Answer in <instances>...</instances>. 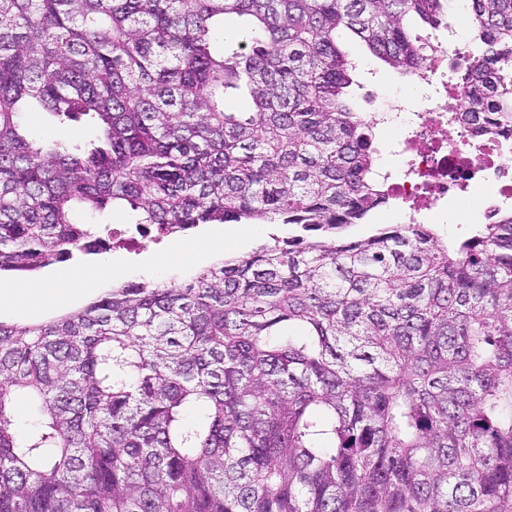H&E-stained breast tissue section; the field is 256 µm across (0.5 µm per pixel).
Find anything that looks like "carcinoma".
I'll use <instances>...</instances> for the list:
<instances>
[{
  "label": "carcinoma",
  "mask_w": 512,
  "mask_h": 512,
  "mask_svg": "<svg viewBox=\"0 0 512 512\" xmlns=\"http://www.w3.org/2000/svg\"><path fill=\"white\" fill-rule=\"evenodd\" d=\"M449 2L0 0V274L96 250L80 212L298 230L0 321V512H512V212L352 233L390 197L336 36L411 76ZM468 2L462 120L512 131V0ZM22 126L32 139H40L47 130H51L58 137L75 142H87L95 136L94 128L86 122H70L62 126L46 112H27L23 114Z\"/></svg>",
  "instance_id": "cac0c4a2"
}]
</instances>
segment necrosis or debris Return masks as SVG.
<instances>
[{
	"mask_svg": "<svg viewBox=\"0 0 512 512\" xmlns=\"http://www.w3.org/2000/svg\"><path fill=\"white\" fill-rule=\"evenodd\" d=\"M422 41L426 61L413 77L421 101L395 97L365 115L379 128L399 121L409 129L399 143L401 166L377 165L375 178L385 185L408 224L476 182L492 183L485 213L497 214L512 206V134H477L456 120L465 101L468 57L456 29L424 33Z\"/></svg>",
	"mask_w": 512,
	"mask_h": 512,
	"instance_id": "4bbe7bcc",
	"label": "necrosis or debris"
}]
</instances>
